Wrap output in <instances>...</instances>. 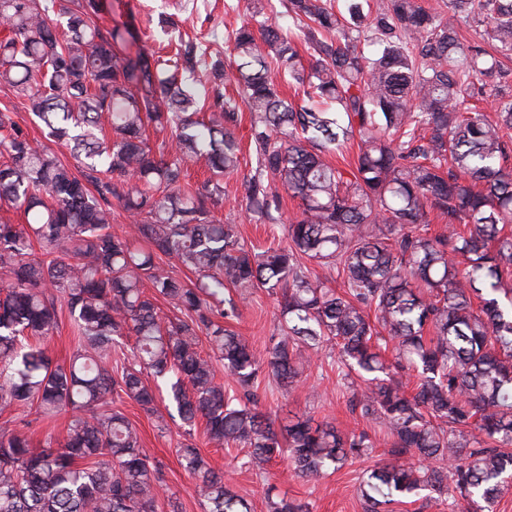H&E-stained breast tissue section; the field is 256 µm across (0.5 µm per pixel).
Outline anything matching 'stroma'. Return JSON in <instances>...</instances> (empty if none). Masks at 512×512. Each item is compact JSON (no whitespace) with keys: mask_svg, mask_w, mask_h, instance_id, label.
Listing matches in <instances>:
<instances>
[{"mask_svg":"<svg viewBox=\"0 0 512 512\" xmlns=\"http://www.w3.org/2000/svg\"><path fill=\"white\" fill-rule=\"evenodd\" d=\"M110 9L103 14V28L122 22H131L137 39L128 43V52L144 50L167 57L173 46L162 39L160 18L174 22L183 33L206 40L211 51L226 52L225 40L240 26L247 13L246 0H108ZM248 112H241L235 133L242 146L241 162L237 172L224 178V200L214 209L217 218L237 224L240 239L245 246L261 251L283 242V221L293 218L298 202L282 195L280 223L254 216L241 206L248 179L256 168L255 151L250 145ZM234 329L248 336L256 352H263L269 337L276 331L278 311L274 299L266 292L257 291L239 305V317L233 320ZM306 382L299 388L284 393L269 379H261L258 393L260 407L275 420L297 413H308L315 421H328L343 432H351L357 422L349 410L350 393L338 377L336 354L331 348H322L319 357L307 367ZM119 409L137 427L146 455L161 466V489L157 512H203L193 493V480L180 464L175 448L180 440L176 424L168 423L165 405H158L155 413H148L136 403L124 400ZM194 442L210 464L218 469L234 470V485L239 494L252 504L254 512H267L264 490L275 486L290 497L309 501L312 512H364L358 493L364 470L375 465L372 457L355 460L351 465L323 477L317 482L298 478L287 466L286 460H274L266 474L256 475L235 467L239 453L234 448H216L208 444L203 431H196Z\"/></svg>","mask_w":512,"mask_h":512,"instance_id":"1","label":"stroma"}]
</instances>
